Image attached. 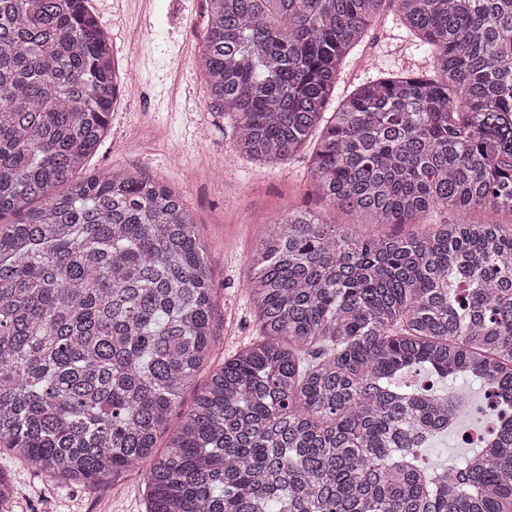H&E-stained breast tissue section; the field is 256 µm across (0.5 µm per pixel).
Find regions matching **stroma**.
I'll return each instance as SVG.
<instances>
[{"instance_id":"1","label":"stroma","mask_w":512,"mask_h":512,"mask_svg":"<svg viewBox=\"0 0 512 512\" xmlns=\"http://www.w3.org/2000/svg\"><path fill=\"white\" fill-rule=\"evenodd\" d=\"M112 41L121 92L112 106L110 128L84 167L90 176L117 167L145 173L178 191L190 205L208 246L216 286V334L212 358L196 381L205 385L212 367L254 341L256 317L244 284L250 258L268 221L303 208L314 193L306 162L296 156L271 169L236 153L223 118L211 107L202 76L208 20L207 0H89ZM422 74L432 60L416 50L395 24L392 11L375 18L367 37L341 70L338 96L380 70ZM202 168L206 182L191 173ZM485 419H463L457 430L430 440V463L456 460L462 432L485 429ZM13 512H144L149 462L126 471L119 482L61 488L21 463L9 462Z\"/></svg>"}]
</instances>
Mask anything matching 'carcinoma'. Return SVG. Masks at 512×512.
<instances>
[{
    "label": "carcinoma",
    "instance_id": "1",
    "mask_svg": "<svg viewBox=\"0 0 512 512\" xmlns=\"http://www.w3.org/2000/svg\"><path fill=\"white\" fill-rule=\"evenodd\" d=\"M432 74L380 72L328 106L386 2ZM202 69L230 144L263 165L316 143L310 209L268 224L246 290L258 340L211 355L208 247L180 193L77 173L119 91L88 0H0V455L61 485L147 458L146 512H512V0H209ZM413 226L405 233L402 228ZM473 375L491 438L418 449L460 401L401 382ZM171 432L162 454L159 435ZM13 487L0 465V512Z\"/></svg>",
    "mask_w": 512,
    "mask_h": 512
}]
</instances>
